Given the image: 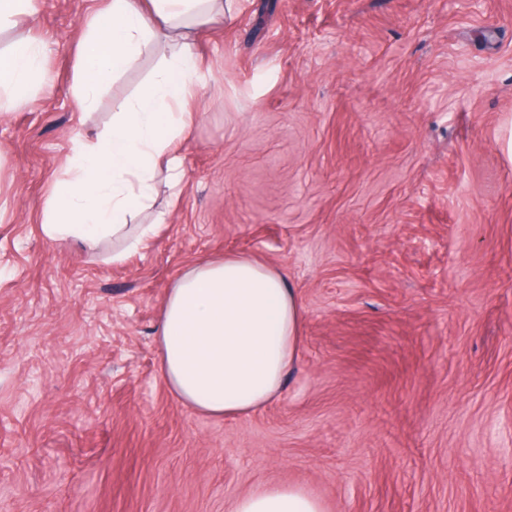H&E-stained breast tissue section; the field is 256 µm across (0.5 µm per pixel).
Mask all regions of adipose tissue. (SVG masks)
Returning <instances> with one entry per match:
<instances>
[{
  "instance_id": "1",
  "label": "adipose tissue",
  "mask_w": 512,
  "mask_h": 512,
  "mask_svg": "<svg viewBox=\"0 0 512 512\" xmlns=\"http://www.w3.org/2000/svg\"><path fill=\"white\" fill-rule=\"evenodd\" d=\"M224 18V0H102L76 51L71 95L76 111L95 109L103 89L135 68L157 36L172 45L153 77L126 99L96 135L75 134L42 221L52 240L96 250L121 239L119 263L153 237L140 224L158 176L183 179L176 146L190 132L199 92L195 32ZM47 47L25 36L0 50V112L26 106L44 75ZM303 308L276 267L248 254L203 256L170 285L156 341L173 396L195 412L246 416L277 397L301 351ZM230 512H324L294 484L265 485L236 499Z\"/></svg>"
}]
</instances>
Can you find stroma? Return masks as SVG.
I'll use <instances>...</instances> for the list:
<instances>
[{"mask_svg": "<svg viewBox=\"0 0 512 512\" xmlns=\"http://www.w3.org/2000/svg\"><path fill=\"white\" fill-rule=\"evenodd\" d=\"M98 0H38L0 49L48 78L0 117V512H229L292 483L325 512H512V0H233L196 33L204 88L163 227L120 264L41 229L81 116ZM246 253L304 309L279 398L183 406L155 342L179 272Z\"/></svg>", "mask_w": 512, "mask_h": 512, "instance_id": "35a3bbf8", "label": "stroma"}]
</instances>
